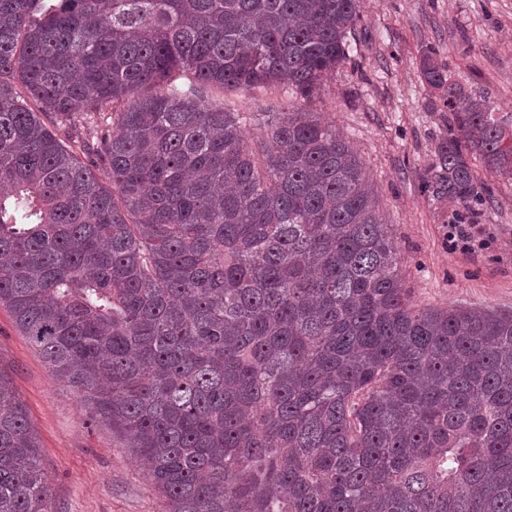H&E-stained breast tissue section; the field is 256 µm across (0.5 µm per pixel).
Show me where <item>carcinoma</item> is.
Returning <instances> with one entry per match:
<instances>
[{
    "label": "carcinoma",
    "instance_id": "cac0c4a2",
    "mask_svg": "<svg viewBox=\"0 0 512 512\" xmlns=\"http://www.w3.org/2000/svg\"><path fill=\"white\" fill-rule=\"evenodd\" d=\"M362 4L0 0V304L168 512H512V313L417 305L336 126L224 103L311 97ZM423 76L466 207L512 131ZM39 448L0 371V512H54Z\"/></svg>",
    "mask_w": 512,
    "mask_h": 512
}]
</instances>
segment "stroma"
I'll return each mask as SVG.
<instances>
[{
  "label": "stroma",
  "instance_id": "obj_1",
  "mask_svg": "<svg viewBox=\"0 0 512 512\" xmlns=\"http://www.w3.org/2000/svg\"><path fill=\"white\" fill-rule=\"evenodd\" d=\"M349 63L305 100L287 85L228 90L239 112L320 113L360 155L378 213L396 240L403 283L415 303L512 312V178L485 176L473 223L493 239L477 254L449 251L459 204L425 188L448 110L421 74L433 55L453 81L485 97L512 129V0H364L349 36ZM0 371L8 374L36 429L55 512H166L125 440L86 424L75 391L58 380L0 305Z\"/></svg>",
  "mask_w": 512,
  "mask_h": 512
}]
</instances>
